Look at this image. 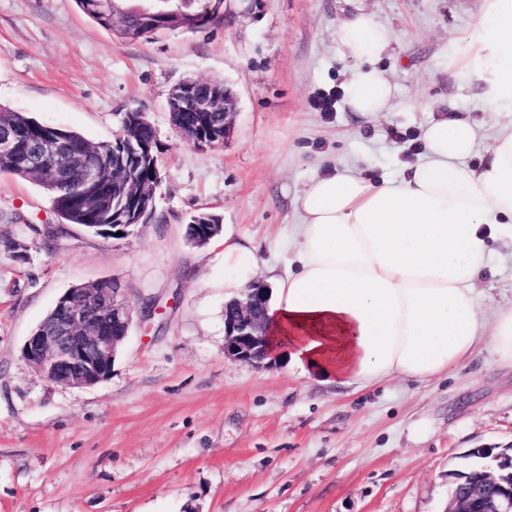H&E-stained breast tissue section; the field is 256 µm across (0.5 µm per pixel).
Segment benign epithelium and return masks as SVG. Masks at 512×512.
<instances>
[{
    "mask_svg": "<svg viewBox=\"0 0 512 512\" xmlns=\"http://www.w3.org/2000/svg\"><path fill=\"white\" fill-rule=\"evenodd\" d=\"M207 80H194L177 85L168 102L178 112H198L203 119L188 129L179 130L188 144L207 141L223 143L234 125L236 98L229 89L221 93L205 90ZM211 112L224 113L221 133H215L206 117ZM19 135L0 133V156L17 153ZM52 149L66 163L44 174L46 180L63 178L74 166L83 182L93 183L124 176V172L108 171L89 155L73 156L63 142L47 140L43 150ZM154 180L132 186L133 193L112 202V215L117 217L112 233L127 237L134 225L125 223L137 216L136 223L147 224L155 213L157 189L161 183L159 159H154ZM222 230L220 224H190L188 236L197 247L208 244ZM268 289L253 285L243 297L224 305V355L243 363L260 364L269 352L266 331ZM133 307L117 280L110 288H69L56 301L49 315L26 337L22 358L36 368L49 382L72 388H88L108 378L112 363L127 338L132 325ZM473 455L483 461L485 485H476L470 493L448 501L445 512H512V456L493 453L491 448H477Z\"/></svg>",
    "mask_w": 512,
    "mask_h": 512,
    "instance_id": "7a95c632",
    "label": "benign epithelium"
}]
</instances>
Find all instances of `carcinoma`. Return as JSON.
Masks as SVG:
<instances>
[{"mask_svg": "<svg viewBox=\"0 0 512 512\" xmlns=\"http://www.w3.org/2000/svg\"><path fill=\"white\" fill-rule=\"evenodd\" d=\"M79 9L99 26L116 32L127 41H139L163 31L196 32L205 28L218 16L212 0H156L153 14L142 16L137 13L132 0H114L123 12L116 15L105 11L99 0H75ZM24 127L27 137L22 145L25 153H30L43 141L46 131L52 125L37 121L21 112H12L0 108V128ZM63 135L71 148L77 152L92 145L101 158L112 159V141L92 143L78 132L65 130ZM0 173H7L23 179H32L46 193L53 213L63 224H79L87 229L98 230L112 224L110 195H95L94 188L89 187L81 195L73 193L68 184L42 182L34 174H24L12 165V161L0 158ZM480 464L473 458L462 467L463 476L453 483V491L460 492L478 482Z\"/></svg>", "mask_w": 512, "mask_h": 512, "instance_id": "1", "label": "carcinoma"}]
</instances>
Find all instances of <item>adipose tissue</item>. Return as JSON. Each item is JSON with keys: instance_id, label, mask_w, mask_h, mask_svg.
<instances>
[{"instance_id": "adipose-tissue-1", "label": "adipose tissue", "mask_w": 512, "mask_h": 512, "mask_svg": "<svg viewBox=\"0 0 512 512\" xmlns=\"http://www.w3.org/2000/svg\"><path fill=\"white\" fill-rule=\"evenodd\" d=\"M393 40L374 14L336 26L355 67L343 103L378 118L395 87L376 61ZM455 73L477 75L502 117L490 158L466 165L477 131L462 119L429 123L405 175L374 180L345 163L313 175L296 198L299 223L281 230L292 258L274 276L268 332L272 358H288L322 384L377 386L442 377L485 351L512 366V303L488 306L475 288L512 246V0L483 13L445 48ZM258 271L256 248L224 239V297H241Z\"/></svg>"}]
</instances>
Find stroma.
Segmentation results:
<instances>
[{
    "label": "stroma",
    "mask_w": 512,
    "mask_h": 512,
    "mask_svg": "<svg viewBox=\"0 0 512 512\" xmlns=\"http://www.w3.org/2000/svg\"><path fill=\"white\" fill-rule=\"evenodd\" d=\"M364 9L394 39L377 61L396 86L389 112L317 110L354 63L336 26ZM482 0H224L202 30L138 42L98 26L75 0H0V107L99 142L144 112L162 145L153 219L133 235L59 225L33 180L0 174V512H444L449 470L475 448L512 446V368L477 357L449 376L356 391L301 376L287 360L224 356L222 248L184 237L190 217L220 216L283 269L275 244L297 221L296 195L319 167L370 159L375 176L411 162L410 142L450 114L493 146L497 115L482 81L441 54ZM219 80L237 99L225 143L198 149L169 122L179 83ZM24 243L29 259L11 249ZM476 286L512 302V249ZM117 278L134 316L110 377L89 388L46 381L21 357L26 336L72 286Z\"/></svg>",
    "instance_id": "35a3bbf8"
}]
</instances>
